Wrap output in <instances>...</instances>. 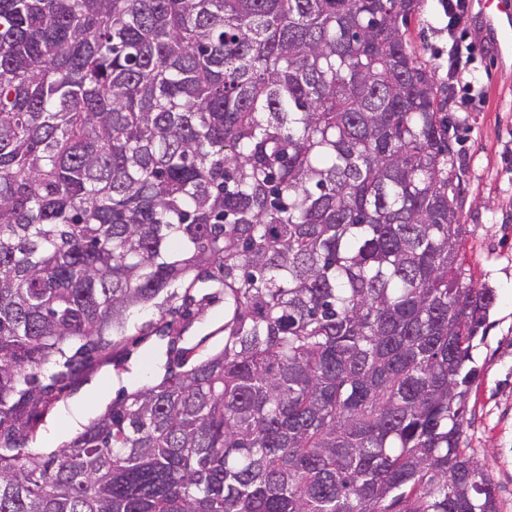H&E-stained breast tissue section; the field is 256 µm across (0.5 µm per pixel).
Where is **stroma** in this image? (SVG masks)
I'll use <instances>...</instances> for the list:
<instances>
[{
	"label": "stroma",
	"mask_w": 512,
	"mask_h": 512,
	"mask_svg": "<svg viewBox=\"0 0 512 512\" xmlns=\"http://www.w3.org/2000/svg\"><path fill=\"white\" fill-rule=\"evenodd\" d=\"M448 35L442 0H419L406 38L442 87L448 84ZM456 35L475 46L470 69L484 97L481 106L451 114L461 173L462 268L473 286L494 294L473 341L478 377L467 397L464 437L488 468L500 512H512V63H502L495 39L477 19ZM192 295L188 318L171 319L169 311L180 299L162 294L131 308L123 328L109 331L107 344L91 354L79 355V341L65 343L62 353L37 372L43 385L52 373L66 377L25 408L23 416L33 427L25 453L46 455L75 437L61 415L70 403L85 399L86 418L95 420L115 401L160 383L175 350H193L199 359L221 349L223 295L201 285ZM92 389L98 399L86 400Z\"/></svg>",
	"instance_id": "obj_1"
}]
</instances>
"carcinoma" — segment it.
<instances>
[{"label": "carcinoma", "mask_w": 512, "mask_h": 512, "mask_svg": "<svg viewBox=\"0 0 512 512\" xmlns=\"http://www.w3.org/2000/svg\"><path fill=\"white\" fill-rule=\"evenodd\" d=\"M418 0H0V426L71 339L175 283L224 347L58 453L0 444V512H500L463 447L494 294Z\"/></svg>", "instance_id": "cac0c4a2"}]
</instances>
